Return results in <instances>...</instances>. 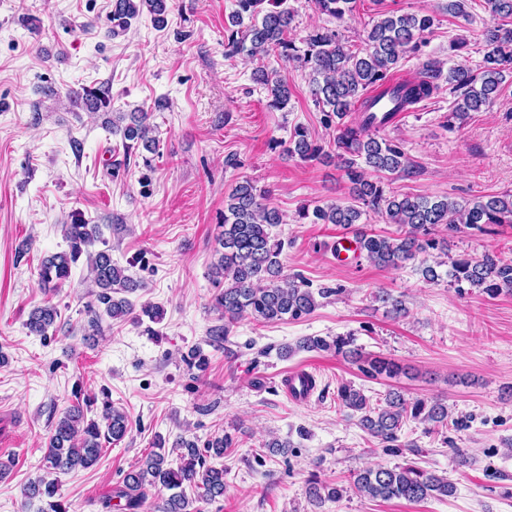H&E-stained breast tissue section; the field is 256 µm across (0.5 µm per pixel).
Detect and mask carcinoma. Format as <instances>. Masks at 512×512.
Segmentation results:
<instances>
[{"instance_id": "obj_1", "label": "carcinoma", "mask_w": 512, "mask_h": 512, "mask_svg": "<svg viewBox=\"0 0 512 512\" xmlns=\"http://www.w3.org/2000/svg\"><path fill=\"white\" fill-rule=\"evenodd\" d=\"M169 0H112V35L124 33L140 13L146 11L153 22L162 27L166 22ZM287 0H236V9L229 16L225 27L224 56L244 55L252 59L277 57L295 61L308 70V80L315 105L322 112L325 128L335 132L332 144L323 146L312 139L308 128L295 125L288 138L287 155L302 161L335 163L343 169L350 183L349 201L330 202L310 209L299 208V216L310 219L312 224H336L352 229L362 223L363 215L372 211L388 224L400 227L396 236L369 234L355 231L360 256L382 268H398L411 260H420V271L427 282L441 278L437 267L427 256L439 248L440 240L434 237L437 228L445 227L448 234L464 229L471 233L487 232L489 224H512V194L490 196L486 200L460 203L441 199L386 192L383 182L367 178L365 168L375 173L398 175L409 167V159L401 147L380 135L390 117L406 111L413 105L431 98L438 90L435 83L441 71L435 63L424 65L423 76L413 82H404L386 91L393 107L386 112L374 111L370 93L389 82L401 60L408 52L418 51L426 43L425 35L434 25V16L428 12L402 15L382 14L366 31L364 47L351 48L341 36L328 28H314L298 47L289 38L293 11ZM322 14L341 19L353 10L355 0H313ZM494 20L484 31L483 64L474 72L459 62L448 68V86L457 94L456 117L466 112H481L491 108L498 97V90L505 81L512 65V27L504 20H512V0H484ZM254 80L267 91L268 106L282 110L287 107L291 91L288 83L277 77L276 72L265 66L254 72ZM76 105L90 112H99L111 106L108 89L84 88L71 96ZM360 112L354 120L351 114ZM106 130L120 134L131 144H140L153 151L158 139L149 113L117 112L106 122ZM283 223L278 208L268 202L267 193L245 180L236 184L224 198V224L219 236L220 249L212 264L216 294L213 310L224 324L212 330L216 340L226 339L240 317L247 313L256 320L277 322L285 318L298 320L317 307L316 295L306 280L296 274L284 273L280 256L284 242L272 232ZM98 226L80 218L65 225L64 235L71 243L70 252L56 253L42 262L39 277L45 286L57 287L66 281L74 263L83 249L94 245L98 239ZM90 280L96 288L95 301L104 306V312L113 320L123 319L133 310L127 295L142 288V284L125 273V269L112 262L108 250L87 252ZM448 282L461 292L475 288L490 298L503 293L512 294V260H506L494 251L479 257L467 256L451 262L447 272ZM375 300L387 308L395 318L404 317L408 309L403 300L381 291ZM58 318L57 309L45 304L34 308L26 321L29 332L45 336ZM351 336H336L330 340L320 336H306L296 347L285 348L304 351L333 350L347 357L359 356L350 348ZM183 360L191 368L203 371L208 357L199 346L190 349ZM369 378L395 376L399 367L391 362L375 359L360 366ZM340 404L360 414L359 425L372 437L388 448L398 447L399 432L409 420L424 424L448 426V405L444 399L411 401L399 391L386 395L385 405L374 407L359 390L342 385L337 393ZM128 430L127 414L109 405L105 406L102 422H85L80 404L66 408L49 435L44 456L46 471L72 470L78 466L95 465L103 445L118 442ZM234 445L228 433L207 440L198 446L194 440L177 438L173 447L181 449L179 464L168 463L160 452L164 442L157 440L156 449L140 460L137 466L123 477L122 487L116 497L125 500L120 506L124 512H201L196 505L200 499L212 500L224 495V467L207 464L208 457H224V449ZM356 490L371 499L389 500L403 498L417 502L428 497H448L455 486L448 479L415 466L387 468L366 467L353 474ZM195 489L196 497L190 498L185 487ZM170 491L166 497L157 496L149 501L150 489ZM344 488L338 485L309 483V498L321 505L343 497ZM23 494L26 498L46 501L41 512H68L57 494L55 480L45 477L29 482Z\"/></svg>"}]
</instances>
